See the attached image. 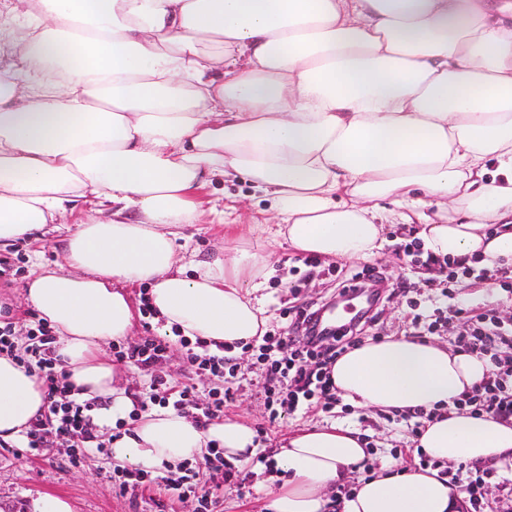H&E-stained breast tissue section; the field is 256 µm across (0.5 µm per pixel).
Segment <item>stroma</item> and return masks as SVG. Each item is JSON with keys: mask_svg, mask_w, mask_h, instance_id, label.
Returning <instances> with one entry per match:
<instances>
[{"mask_svg": "<svg viewBox=\"0 0 512 512\" xmlns=\"http://www.w3.org/2000/svg\"><path fill=\"white\" fill-rule=\"evenodd\" d=\"M197 199L208 212L214 205L223 209L225 222L217 224L215 215L209 212L206 223L187 228V261L204 262L218 256L228 258L239 248L264 256L269 271L263 279L262 291L268 332L286 333V308L307 303L321 305L335 300L339 283L367 266L383 271L397 286L385 304L380 321L366 329L367 338L376 340L411 334L416 330L415 316L438 306L459 305L477 313L489 310L503 319H512V293L503 291L491 276L471 275L459 280L446 293L429 286L422 255H409L404 251L405 243L416 238L417 225H385L387 243L375 258L327 260L318 257L309 263L304 254L294 252L284 242L250 233L248 225L252 216L268 210L270 202L248 182L217 181L205 187ZM87 214L85 204L77 203L73 210L67 211L64 224L49 229L41 241L18 239L0 246V259L8 262L6 270L0 272V302L12 306L11 320L18 348H25L28 329L40 319L37 311L22 297L23 288L34 270L33 254H40L48 265L59 261L64 238ZM228 222L233 225L229 231L224 228ZM147 290L144 284L127 290L135 312V327L128 342L133 345L146 336H162L169 341L171 349L168 359L157 372L151 373L114 360L111 344H104V358L112 362L118 385L126 394L148 396L149 386L157 374L174 383L195 385L203 395L211 388L224 386L233 395L224 408V416L256 430L258 456H271L282 436L336 423L357 430L368 442L373 460H387L400 467L418 465L417 445L411 435L414 421L399 412L370 411L341 403L328 412L321 403L311 401L295 414L270 419L258 389L264 371L257 360V349L237 352L236 377L223 380L195 372L186 360L182 334L165 328L162 322L145 312L142 298ZM123 468V463L114 459L106 463L89 459L74 467L67 464L64 449L49 448L34 456L27 451L24 442H16L14 447L0 449V512H32L33 502L44 495L67 498L74 512H156L154 502L158 499L164 500L166 512H194L197 505L194 498L181 499L167 493L159 481L140 486L137 500L123 496L115 480L116 472ZM241 468L250 474L246 487L239 490L227 485L214 491V512H261L265 492L256 474L257 463L251 460L242 463Z\"/></svg>", "mask_w": 512, "mask_h": 512, "instance_id": "35a3bbf8", "label": "stroma"}]
</instances>
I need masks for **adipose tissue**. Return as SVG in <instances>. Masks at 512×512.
I'll return each mask as SVG.
<instances>
[{
    "mask_svg": "<svg viewBox=\"0 0 512 512\" xmlns=\"http://www.w3.org/2000/svg\"><path fill=\"white\" fill-rule=\"evenodd\" d=\"M7 46L0 243L77 198L110 208L66 237L67 272L38 269L23 292L84 396L125 401L99 355L134 325L125 287L147 284L156 316L184 336H263L252 287L263 258L242 249L190 268L180 257L201 216L191 195L217 179L269 196L272 220L253 231L300 253L370 258L384 225L416 223L436 256L512 267V0H10ZM488 370L479 355L406 335L338 358L331 377L346 401L430 412L418 446L438 462H380L340 512H459L443 463L512 461V424L454 407ZM44 403L37 376L0 356V438H23ZM213 441L235 464L255 453L243 423L203 429L156 409L112 454L162 468ZM368 461L355 430L298 431L273 456L266 508L325 512Z\"/></svg>",
    "mask_w": 512,
    "mask_h": 512,
    "instance_id": "ef3b65f1",
    "label": "adipose tissue"
}]
</instances>
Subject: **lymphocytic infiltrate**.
Listing matches in <instances>:
<instances>
[{
    "label": "lymphocytic infiltrate",
    "instance_id": "lymphocytic-infiltrate-1",
    "mask_svg": "<svg viewBox=\"0 0 512 512\" xmlns=\"http://www.w3.org/2000/svg\"><path fill=\"white\" fill-rule=\"evenodd\" d=\"M288 333L284 336L265 335L259 348L258 359L267 373L263 384L265 402L271 417H278L280 408L296 411L312 399H320L325 410H332L339 397L330 372L337 358L354 346L357 333L365 325L377 322L381 309L367 310L360 321L344 325L336 331L321 326V311L315 306L287 309ZM461 319L467 326L460 331L458 344L462 351L488 358L491 368L483 381L465 391L457 399V410L479 416L488 414L496 419H512V358L502 355L501 349L512 345V328L505 326L496 315L484 312L474 314L469 309L455 306L449 314L435 316L427 324L428 332L445 327L448 321ZM11 324L0 326V355L11 356L25 370L36 371L45 387V407L32 421L26 433L27 446L39 452L46 448H66L70 464L109 455L110 449L99 435V411L106 404L103 397L84 399L79 387L66 376L57 373L62 363L56 336L46 323L35 325L29 331V343L18 349ZM233 345L221 346L213 352L204 338H196L193 347L186 351L190 367L199 373L216 377L235 375L236 366L229 357ZM170 351L168 341L161 336H147L139 343L113 346L116 360L151 368L166 360ZM151 402L172 405L181 413L191 414L194 421L206 427L224 417V403L229 391L209 392L200 398L195 387L175 385L166 378L155 377L150 385ZM208 471L211 478L236 487H244L246 478L239 467L224 458V450L213 446L204 461H185L180 474L168 478L167 485L178 496L193 495L198 503L197 512H211L209 491L199 484L201 471Z\"/></svg>",
    "mask_w": 512,
    "mask_h": 512
}]
</instances>
